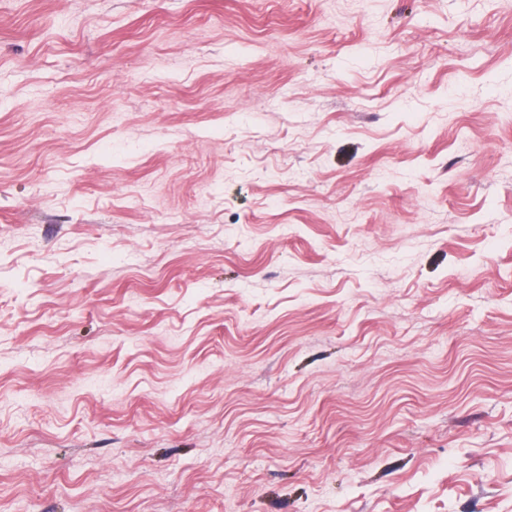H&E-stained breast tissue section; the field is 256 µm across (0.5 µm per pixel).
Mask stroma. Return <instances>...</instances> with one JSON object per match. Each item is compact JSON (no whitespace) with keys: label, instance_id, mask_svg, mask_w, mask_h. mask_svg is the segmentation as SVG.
I'll use <instances>...</instances> for the list:
<instances>
[{"label":"stroma","instance_id":"35a3bbf8","mask_svg":"<svg viewBox=\"0 0 512 512\" xmlns=\"http://www.w3.org/2000/svg\"><path fill=\"white\" fill-rule=\"evenodd\" d=\"M0 512H512V0H0Z\"/></svg>","mask_w":512,"mask_h":512}]
</instances>
